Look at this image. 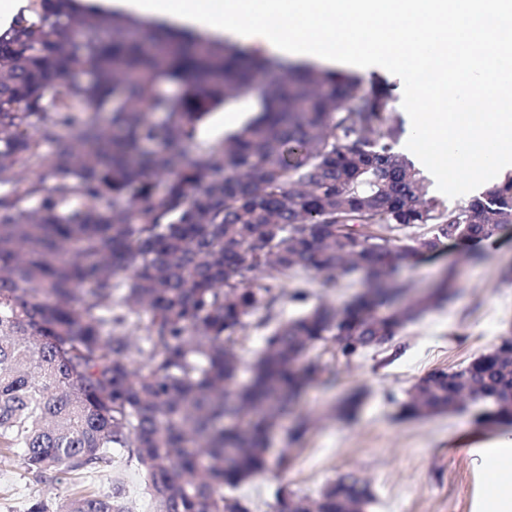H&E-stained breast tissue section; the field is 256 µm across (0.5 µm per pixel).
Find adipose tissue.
<instances>
[{
    "mask_svg": "<svg viewBox=\"0 0 512 512\" xmlns=\"http://www.w3.org/2000/svg\"><path fill=\"white\" fill-rule=\"evenodd\" d=\"M249 48L327 63L384 60L431 103L410 136L448 149V180L512 171V111L499 72L512 68V0H105ZM436 79L420 84L422 68ZM486 512H512V447L486 452Z\"/></svg>",
    "mask_w": 512,
    "mask_h": 512,
    "instance_id": "obj_1",
    "label": "adipose tissue"
}]
</instances>
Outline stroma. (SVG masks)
I'll return each mask as SVG.
<instances>
[{
    "mask_svg": "<svg viewBox=\"0 0 512 512\" xmlns=\"http://www.w3.org/2000/svg\"><path fill=\"white\" fill-rule=\"evenodd\" d=\"M484 256L466 259L458 247L447 246L432 257L404 262L398 278L416 296L431 288L449 266H456L463 288L440 308L408 324L396 341L404 348L396 360L385 351H367L352 360L337 356L332 345L316 349L323 363L338 374L333 389L313 387L303 394L298 412L322 415L319 428L295 444L285 431L270 439L272 454L289 448L291 462H270L267 473L233 489L252 512H274L281 486L299 494H317L340 473L358 470L370 477L372 501L366 512H483L486 479L479 452L512 440L511 426H487L472 411L406 420L401 403L412 383L436 368L457 370L485 353L499 336L512 332V286L502 285L499 272L512 266V231L484 244ZM289 287L305 289L307 303L281 300L277 312L285 320L307 305L326 298L340 304L362 286L360 274L326 286L322 277L298 273ZM358 391L362 404L350 420L331 415L336 398ZM99 492L111 488L108 474L88 473L79 481L45 487L31 482L18 457L0 461V512H27L38 499L60 500L73 485Z\"/></svg>",
    "mask_w": 512,
    "mask_h": 512,
    "instance_id": "stroma-1",
    "label": "stroma"
}]
</instances>
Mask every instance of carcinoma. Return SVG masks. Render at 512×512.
I'll return each instance as SVG.
<instances>
[{
	"instance_id": "carcinoma-1",
	"label": "carcinoma",
	"mask_w": 512,
	"mask_h": 512,
	"mask_svg": "<svg viewBox=\"0 0 512 512\" xmlns=\"http://www.w3.org/2000/svg\"><path fill=\"white\" fill-rule=\"evenodd\" d=\"M46 2L0 34V457L20 453L38 484L112 475L108 492L77 485L27 512H134L132 461L151 512H251L224 488L263 476L273 429L308 388L336 385L311 352L330 342L349 361L451 301L455 267L419 299L397 269L446 241L496 239L512 175L449 206L395 150L387 81ZM141 26L146 40L131 37ZM252 97L251 118L201 141L213 112ZM297 271L358 272L363 288L277 322L239 382L237 335L281 297L307 300L276 285ZM469 404L478 422L512 423V336L418 378L401 411ZM359 405L353 392L338 409ZM312 425L295 418L288 440ZM370 487L355 470L315 496L282 486L276 512H366ZM125 470V494L127 499L132 503L136 512H148L149 505L143 490L141 471L137 469L135 463H132L130 467H125Z\"/></svg>"
}]
</instances>
